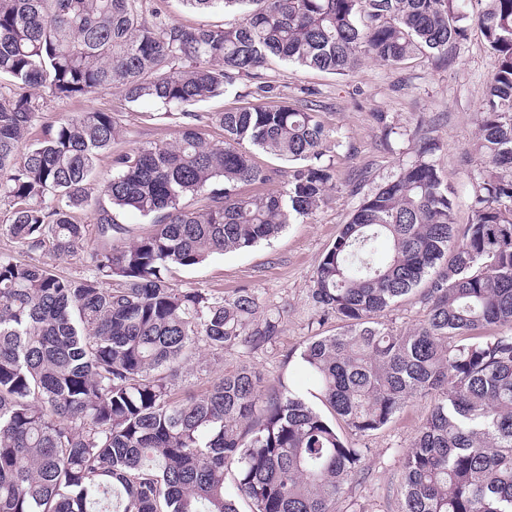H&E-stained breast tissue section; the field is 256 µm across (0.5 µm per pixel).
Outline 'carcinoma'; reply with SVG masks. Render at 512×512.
<instances>
[{"instance_id":"cac0c4a2","label":"carcinoma","mask_w":512,"mask_h":512,"mask_svg":"<svg viewBox=\"0 0 512 512\" xmlns=\"http://www.w3.org/2000/svg\"><path fill=\"white\" fill-rule=\"evenodd\" d=\"M146 2L0 0V235L56 256L94 244L78 277L0 252V512H240L241 498L250 512H337L362 455L348 436L418 396L433 408L402 455V512H512V176L499 175L512 170V0L475 14L465 0H179L240 15L220 28ZM472 27L495 67L468 223L422 142L318 261L313 305L342 330L302 347L315 390L269 391L244 365L181 396L201 349L272 344L281 319L246 288H174L168 273L274 238L314 215L334 178L312 99L258 82L254 101L207 116L220 145L189 108L272 59L339 75L366 56L448 66ZM112 89L131 107L181 108L177 140L115 154L102 185L113 112L69 114L28 140L47 102ZM255 149L293 163L285 190L242 191L269 180ZM85 208L90 224L75 219ZM124 212L152 230L118 246ZM425 281L422 324L381 321Z\"/></svg>"}]
</instances>
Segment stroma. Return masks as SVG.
<instances>
[{
	"label": "stroma",
	"mask_w": 512,
	"mask_h": 512,
	"mask_svg": "<svg viewBox=\"0 0 512 512\" xmlns=\"http://www.w3.org/2000/svg\"><path fill=\"white\" fill-rule=\"evenodd\" d=\"M492 69L493 57L474 27L459 44L454 64L446 68L435 67L420 55L396 69L368 59L347 76L298 70L278 60L268 63L262 74L285 97L295 99L299 88L305 87L319 104L318 116L330 130L326 157L335 172V186L313 217L289 224L270 242L217 254L203 265L170 274L176 288L227 296L240 288L252 289L261 310L282 318V334L275 343L254 352L225 350L216 369L231 371L246 364L260 372L266 387L309 385L297 358L300 348L309 337L334 333L338 326L335 317L321 316L311 301L317 263L364 194L411 161L421 139L436 142L432 160L454 191L457 223H467L472 184L483 170L477 129ZM97 109L116 112L124 128L111 154L99 157L97 182L111 178L112 153L171 142L178 136L179 123L163 106H155L149 118L129 111L123 98L109 90L48 102L44 118L55 121ZM430 408V398L412 399L384 428L357 439V447L364 450L360 476L348 487L338 512H401L402 454Z\"/></svg>",
	"instance_id": "1"
}]
</instances>
